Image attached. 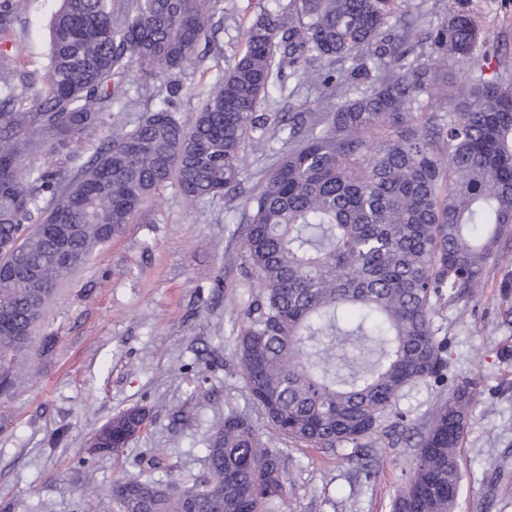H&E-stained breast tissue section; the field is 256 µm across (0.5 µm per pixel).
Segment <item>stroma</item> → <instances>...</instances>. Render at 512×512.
Masks as SVG:
<instances>
[{"mask_svg": "<svg viewBox=\"0 0 512 512\" xmlns=\"http://www.w3.org/2000/svg\"><path fill=\"white\" fill-rule=\"evenodd\" d=\"M267 0H219L224 26L213 51L182 78L206 81L218 58L244 46V28ZM431 21L462 10L492 35L494 65L512 76V0H421ZM286 149L241 154L235 200L196 205L173 188L156 193L124 233L57 282L24 354L33 380L0 403V512H79L83 492L113 480L206 479L204 448L224 416H248L282 459L281 512H392L425 431L449 386L473 383L478 400L458 449L454 512H512V238L488 263L468 303L439 306L448 340L443 383L407 388L385 419L392 437L368 439L372 472L352 448H314L267 424L246 389L236 334L256 288L243 258V198ZM54 336L44 349V336ZM143 408V430L121 453H96L91 437L115 413Z\"/></svg>", "mask_w": 512, "mask_h": 512, "instance_id": "1", "label": "stroma"}]
</instances>
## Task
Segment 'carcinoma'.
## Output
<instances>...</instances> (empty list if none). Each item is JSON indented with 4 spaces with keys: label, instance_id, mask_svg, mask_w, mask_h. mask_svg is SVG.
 <instances>
[{
    "label": "carcinoma",
    "instance_id": "cac0c4a2",
    "mask_svg": "<svg viewBox=\"0 0 512 512\" xmlns=\"http://www.w3.org/2000/svg\"><path fill=\"white\" fill-rule=\"evenodd\" d=\"M48 1V50L30 70L15 31ZM274 2L250 18L240 53L189 89L185 125L174 98L223 26L217 0H0L1 399L28 379L22 356L53 286L79 268L54 257L58 242L84 263L170 185L195 204L227 197L242 181L239 152L284 131L288 151L244 204L246 272L259 290L237 349L251 400L290 439L364 448L405 389L445 380L436 305L472 298L512 235V83L486 75L489 34L464 11L432 21L423 51L409 33L419 0ZM458 59L471 66L463 86ZM285 66L319 110L271 129L260 107ZM137 75L165 91L81 161L80 144L128 111ZM53 144L73 178L35 163ZM345 307L351 335L375 353L346 379L328 340ZM476 395L468 383L448 389L393 512H452ZM144 420L118 412L97 431L100 447L120 452ZM205 451L201 482L117 479L81 495L80 512H278L281 458L248 417L225 416Z\"/></svg>",
    "mask_w": 512,
    "mask_h": 512
}]
</instances>
